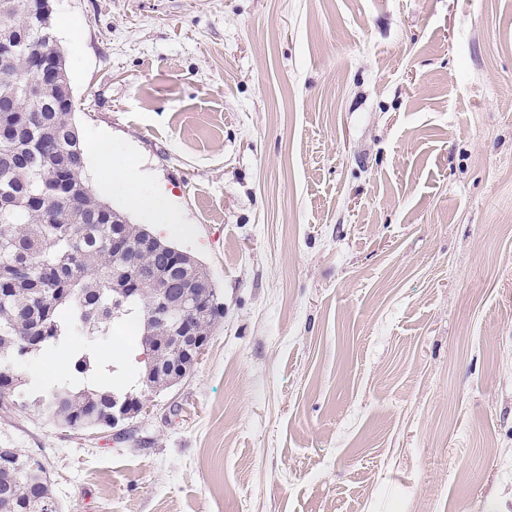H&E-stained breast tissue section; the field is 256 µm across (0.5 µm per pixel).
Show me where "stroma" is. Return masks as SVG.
Returning <instances> with one entry per match:
<instances>
[{"label": "stroma", "mask_w": 512, "mask_h": 512, "mask_svg": "<svg viewBox=\"0 0 512 512\" xmlns=\"http://www.w3.org/2000/svg\"><path fill=\"white\" fill-rule=\"evenodd\" d=\"M84 141L224 310L107 431L28 411L63 512H512V0H54ZM125 323L113 386L137 388ZM61 361L21 365L47 395ZM142 178L137 167L123 166L112 168V182L107 188L112 192H123L138 205L140 220L144 224H153L157 230L167 236H177L185 230L172 210L166 197L158 194L148 195L141 192Z\"/></svg>", "instance_id": "obj_1"}]
</instances>
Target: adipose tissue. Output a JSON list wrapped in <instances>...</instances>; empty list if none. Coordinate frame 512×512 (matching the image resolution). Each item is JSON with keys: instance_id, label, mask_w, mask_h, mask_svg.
Listing matches in <instances>:
<instances>
[{"instance_id": "adipose-tissue-1", "label": "adipose tissue", "mask_w": 512, "mask_h": 512, "mask_svg": "<svg viewBox=\"0 0 512 512\" xmlns=\"http://www.w3.org/2000/svg\"><path fill=\"white\" fill-rule=\"evenodd\" d=\"M142 178L138 168L116 167L112 170L110 190L122 192L135 200L143 223L155 225L157 230L168 236L183 233L184 228L172 210L166 197L142 193Z\"/></svg>"}]
</instances>
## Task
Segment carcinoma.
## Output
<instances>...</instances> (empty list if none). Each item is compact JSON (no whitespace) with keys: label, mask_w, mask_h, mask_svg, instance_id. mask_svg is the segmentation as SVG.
I'll return each instance as SVG.
<instances>
[{"label":"carcinoma","mask_w":512,"mask_h":512,"mask_svg":"<svg viewBox=\"0 0 512 512\" xmlns=\"http://www.w3.org/2000/svg\"><path fill=\"white\" fill-rule=\"evenodd\" d=\"M34 35L20 11L0 9V37ZM13 70L21 85L35 78L21 50ZM44 100L53 109L34 112L17 91L13 111L0 112V357L14 368L0 374V416L30 410L62 431L110 429L116 406H128L131 417L142 406L137 394H118L108 382L112 362L98 355L112 324L133 322L140 336L154 337L157 378H181L196 364L192 345L208 342L220 310L201 264L92 194L75 110L61 106L58 87ZM155 274L172 306L164 325L154 316ZM80 330L86 339L75 346ZM56 353L66 365L53 392L21 397L15 369ZM0 512H62L46 467L23 448L0 456Z\"/></svg>","instance_id":"carcinoma-1"}]
</instances>
